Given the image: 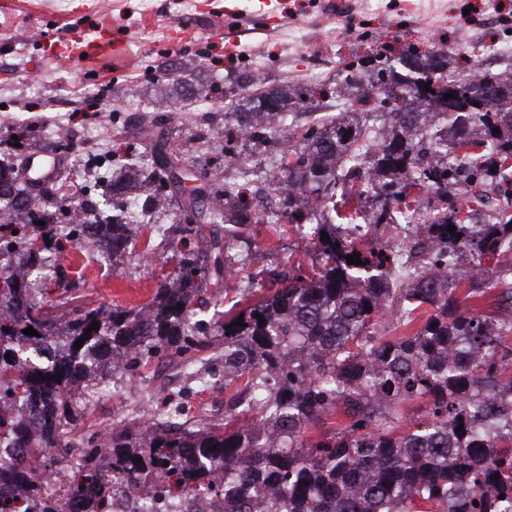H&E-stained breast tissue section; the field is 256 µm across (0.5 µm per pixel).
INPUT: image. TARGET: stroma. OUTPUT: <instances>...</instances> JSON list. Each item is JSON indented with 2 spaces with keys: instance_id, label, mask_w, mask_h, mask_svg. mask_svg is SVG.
<instances>
[{
  "instance_id": "35a3bbf8",
  "label": "stroma",
  "mask_w": 512,
  "mask_h": 512,
  "mask_svg": "<svg viewBox=\"0 0 512 512\" xmlns=\"http://www.w3.org/2000/svg\"><path fill=\"white\" fill-rule=\"evenodd\" d=\"M109 22L113 45L131 59L114 72L106 60H58L45 39L47 31L89 41L99 39L101 22ZM191 31L188 40L172 41L173 25ZM383 35L387 44L420 48L435 44L459 59L462 71L477 67L502 70L512 58V0H0V156L27 160L52 152L44 131L60 109L85 133L76 142L79 160L93 165L97 179L75 171L66 189L75 201L98 206L111 215L112 171L116 163L140 167L154 144L138 132L142 112L155 97L151 65L164 58L185 66V81L195 88L225 87L234 82L243 62H262L270 84L310 88L331 85L354 52L372 50L359 41L361 31ZM157 133L181 148L179 158L200 174L177 197L198 189L219 192L225 171L213 167V156L199 137L207 126L200 102L157 115ZM165 230L135 225L127 251L102 261L89 260L79 241L62 225L47 227L52 248L44 282V302L60 315L74 306L140 307L158 282L175 266V250L195 253L204 266L220 258L232 267L223 286L204 280L195 308L204 319L222 317L247 290L263 293L274 287L276 273L301 259L311 271L315 253L299 254L298 228L265 222L239 226L228 251H210L211 240L224 236L220 224H208L172 207L161 216ZM65 290H57V278ZM174 381L168 397L183 403L189 415L223 420L207 410L197 390L176 363L161 359L133 375L131 382L158 388ZM128 382V383H131ZM117 381L94 400L77 434L109 431L141 409L138 394Z\"/></svg>"
}]
</instances>
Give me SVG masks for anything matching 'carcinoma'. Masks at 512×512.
I'll list each match as a JSON object with an SVG mask.
<instances>
[{
	"label": "carcinoma",
	"instance_id": "cac0c4a2",
	"mask_svg": "<svg viewBox=\"0 0 512 512\" xmlns=\"http://www.w3.org/2000/svg\"><path fill=\"white\" fill-rule=\"evenodd\" d=\"M153 75L163 85L180 80L177 65L164 61ZM336 86L346 110L365 121L338 116L300 130L295 112L318 107L326 89L268 86L250 70L230 89L253 102L234 135L280 141L268 160L277 175L262 171L279 197L258 217L245 196L260 189L226 184L224 203L208 205L209 223L292 224L309 213L316 223L304 236L321 265L308 277L296 267L214 329L193 310L203 267L179 250L174 274L145 306L81 308L60 333L37 280L14 269L44 266L48 244L32 248L45 239L37 222L54 224L71 210L80 214L71 236L125 251L121 180L112 182L116 214L92 218L82 205L65 208L64 196L33 193L0 161V203L26 213L22 224H0V258L8 260L0 267V451L24 447L26 427L9 411L19 401L48 455L40 472L0 465V486L23 483L32 493L24 506L0 495V512H52L42 491L56 471L69 473L63 497L109 512L116 486L102 479L100 440H64L91 405L76 382L106 349L130 351L128 375L154 358L191 368L210 329L224 337V389H234L224 422L112 428L106 451L121 481L165 483L174 504L201 490L222 495L224 512H512V314L484 315L472 304L494 285L512 309V97L498 92L512 90V68L450 78L442 48L390 46L347 64ZM147 165L149 207L170 206L167 167ZM338 187L361 206L340 212ZM359 220L422 224L441 250L433 257L415 241L404 277L400 244L346 233L343 225ZM356 252L361 264L351 265ZM386 314L400 327L425 321L386 338L376 330ZM27 327L39 336L24 334ZM414 399L426 400L425 418L406 423L399 407ZM339 411L348 418L342 427L308 439L310 427ZM247 413L252 421L235 425Z\"/></svg>",
	"mask_w": 512,
	"mask_h": 512
}]
</instances>
